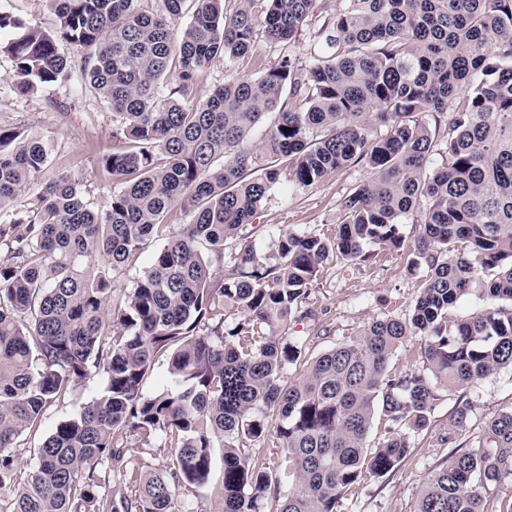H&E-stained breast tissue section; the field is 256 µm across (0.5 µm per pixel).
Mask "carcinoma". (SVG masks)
Segmentation results:
<instances>
[{"label":"carcinoma","mask_w":512,"mask_h":512,"mask_svg":"<svg viewBox=\"0 0 512 512\" xmlns=\"http://www.w3.org/2000/svg\"><path fill=\"white\" fill-rule=\"evenodd\" d=\"M47 2L52 31L0 10V53L29 93L75 66L59 40L82 49L83 74L112 109L119 145L102 168L119 187L94 210L63 174L30 206L13 205L49 149L0 127V487L17 440L52 401L93 368L107 384L45 439L4 512H100L96 468L130 433L169 439L174 478L195 486L220 445L223 512H259L268 477L243 447L265 438L269 412L288 459L277 512H337L347 489L388 474L410 448L399 435L369 449L375 414L422 431L437 388L512 368V0H342L330 18L319 0ZM310 28L320 52L308 63L285 53L257 79L202 84L215 58L252 54L256 32L286 49ZM437 140L444 158L430 170ZM360 162L373 177L344 198L335 238L284 233L275 263L257 261L240 231L283 173L308 187ZM178 205L189 223H167ZM407 219L422 227L408 265L431 271L411 317L368 323L285 382L301 358L288 321L320 268L364 259L368 244L402 248ZM159 237L151 265L114 295L116 272ZM233 237L218 276L213 261ZM476 286L486 307L448 320ZM226 309L241 317L231 328ZM410 336L426 371L393 376ZM159 354L169 386L148 397ZM511 476L512 409L428 478L416 512H512V495L488 497ZM174 499L169 480L149 474L135 512H175Z\"/></svg>","instance_id":"obj_1"}]
</instances>
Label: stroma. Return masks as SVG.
Wrapping results in <instances>:
<instances>
[{
	"label": "stroma",
	"instance_id": "obj_1",
	"mask_svg": "<svg viewBox=\"0 0 512 512\" xmlns=\"http://www.w3.org/2000/svg\"><path fill=\"white\" fill-rule=\"evenodd\" d=\"M282 55L281 48L257 41L253 55L225 67L214 59L205 73L207 88L223 85L229 77L253 78ZM15 67L0 54V126L22 128L42 138L50 156L20 204L34 201L42 189L60 173H68L80 185L94 207H104L112 181L99 166L102 154L111 152L112 112L102 98L85 87L80 68H73L68 80L53 83L32 95L15 92ZM371 177L362 163L351 165L321 183L301 187L283 176L252 222L245 235L257 248L261 264L273 263V242L280 233L297 232L321 237L336 236L346 215L341 207L350 190ZM404 248L393 251L377 245L367 246L368 261L354 264L337 260L327 263L309 290V296L291 320L288 337L295 341L306 360H313L358 334L373 319L390 316L407 318L426 279V266L410 268L407 254L413 251L421 233L417 224L401 225ZM106 384L101 370L90 379L73 386L68 394L46 410L39 428L20 439L17 475L13 483L0 488V499L10 500L37 464V452L55 427L76 416L81 408L98 397ZM435 408L426 429L408 432L410 448L406 458L392 472L369 477L349 489L338 512H415L416 502L428 477L446 464L453 452L473 448L488 421L501 410L512 407V370L477 380L463 389L438 388ZM469 402L466 427L452 426L458 405ZM250 455L269 472L271 482L263 500V512H276L280 498L288 489L283 475L285 453L276 434L265 441L248 443ZM174 450L165 437L144 440L130 436L122 459H110L96 471L100 497L112 500L133 498L136 481L149 473L171 474ZM224 451L214 448L208 485H179L176 512H221L223 500Z\"/></svg>",
	"mask_w": 512,
	"mask_h": 512
}]
</instances>
